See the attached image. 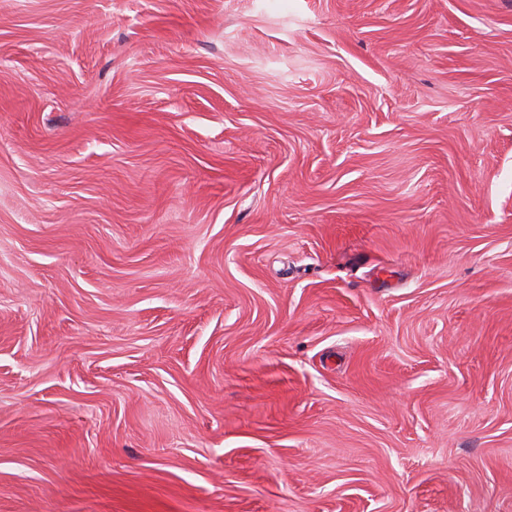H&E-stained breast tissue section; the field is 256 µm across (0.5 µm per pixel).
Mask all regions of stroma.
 Returning a JSON list of instances; mask_svg holds the SVG:
<instances>
[{
  "instance_id": "obj_1",
  "label": "stroma",
  "mask_w": 512,
  "mask_h": 512,
  "mask_svg": "<svg viewBox=\"0 0 512 512\" xmlns=\"http://www.w3.org/2000/svg\"><path fill=\"white\" fill-rule=\"evenodd\" d=\"M0 512H512V0H0Z\"/></svg>"
}]
</instances>
